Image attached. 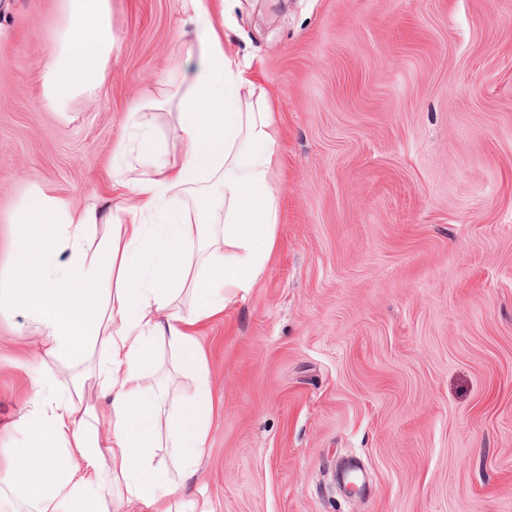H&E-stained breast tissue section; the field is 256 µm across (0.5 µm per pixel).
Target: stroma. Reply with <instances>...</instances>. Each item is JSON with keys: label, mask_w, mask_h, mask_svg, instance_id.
<instances>
[{"label": "stroma", "mask_w": 512, "mask_h": 512, "mask_svg": "<svg viewBox=\"0 0 512 512\" xmlns=\"http://www.w3.org/2000/svg\"><path fill=\"white\" fill-rule=\"evenodd\" d=\"M65 0H0V288L32 185L110 189L128 109L178 65L182 0H112L111 77L64 109ZM284 129L265 280L205 326L214 512H512V0H241L225 21ZM0 309V454L47 373ZM357 461L366 490L334 480Z\"/></svg>", "instance_id": "obj_1"}]
</instances>
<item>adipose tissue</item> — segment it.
Here are the masks:
<instances>
[{
    "mask_svg": "<svg viewBox=\"0 0 512 512\" xmlns=\"http://www.w3.org/2000/svg\"><path fill=\"white\" fill-rule=\"evenodd\" d=\"M182 8L177 76L164 100L130 109L109 207L75 208L35 186L14 214L13 277L0 308L23 310L45 355L78 369L38 393L0 463V483L33 512H210L206 499L174 500L154 457L164 449L189 479L205 455L214 399L195 328L267 275L281 129L266 87L225 47L208 0ZM114 47L110 0H66L42 72L48 102L61 110L103 85ZM165 108L187 146L178 161L154 127ZM101 224L112 232L97 244ZM161 344L177 355V375L163 384ZM180 376L194 390L169 399Z\"/></svg>",
    "mask_w": 512,
    "mask_h": 512,
    "instance_id": "obj_1",
    "label": "adipose tissue"
}]
</instances>
